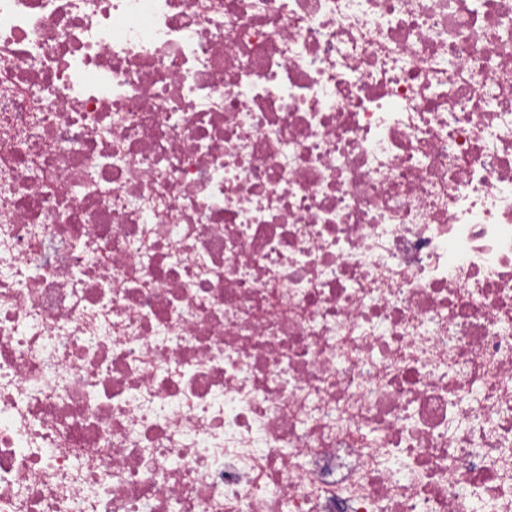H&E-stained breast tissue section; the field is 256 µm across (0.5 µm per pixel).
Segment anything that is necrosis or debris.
Returning <instances> with one entry per match:
<instances>
[{
	"label": "necrosis or debris",
	"instance_id": "necrosis-or-debris-1",
	"mask_svg": "<svg viewBox=\"0 0 512 512\" xmlns=\"http://www.w3.org/2000/svg\"><path fill=\"white\" fill-rule=\"evenodd\" d=\"M0 512H512V0H0Z\"/></svg>",
	"mask_w": 512,
	"mask_h": 512
}]
</instances>
